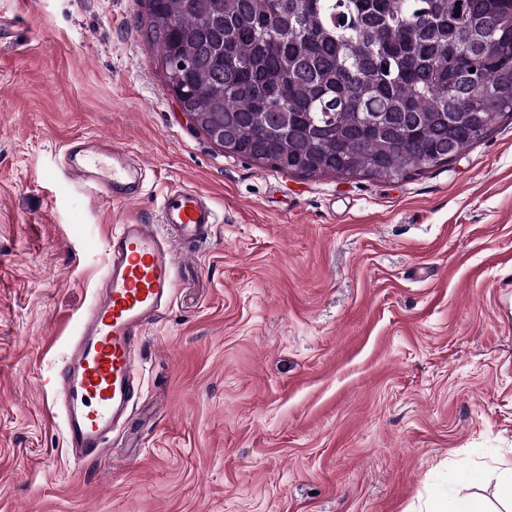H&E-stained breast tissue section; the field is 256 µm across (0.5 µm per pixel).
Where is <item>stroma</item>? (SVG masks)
<instances>
[{
    "instance_id": "1",
    "label": "stroma",
    "mask_w": 512,
    "mask_h": 512,
    "mask_svg": "<svg viewBox=\"0 0 512 512\" xmlns=\"http://www.w3.org/2000/svg\"><path fill=\"white\" fill-rule=\"evenodd\" d=\"M146 0H0V512H500L512 467V117L398 182L226 156L179 114ZM126 148L132 202L70 172ZM179 245L137 357L134 457L76 460L54 387L121 224L168 189ZM483 473L480 482L474 473Z\"/></svg>"
}]
</instances>
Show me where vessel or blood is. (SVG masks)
Listing matches in <instances>:
<instances>
[{
  "mask_svg": "<svg viewBox=\"0 0 512 512\" xmlns=\"http://www.w3.org/2000/svg\"><path fill=\"white\" fill-rule=\"evenodd\" d=\"M84 172L92 196L116 201L136 199L141 186L125 150L110 145L85 153L70 152ZM218 222L216 210L189 188L168 190L159 203L158 224H124L112 237L101 287L78 321L56 386L67 398L63 429L80 459L112 457L111 434L123 423L135 397V353L147 327L171 300L178 254L166 247L161 230L180 242L207 237Z\"/></svg>",
  "mask_w": 512,
  "mask_h": 512,
  "instance_id": "b4317fda",
  "label": "vessel or blood"
}]
</instances>
